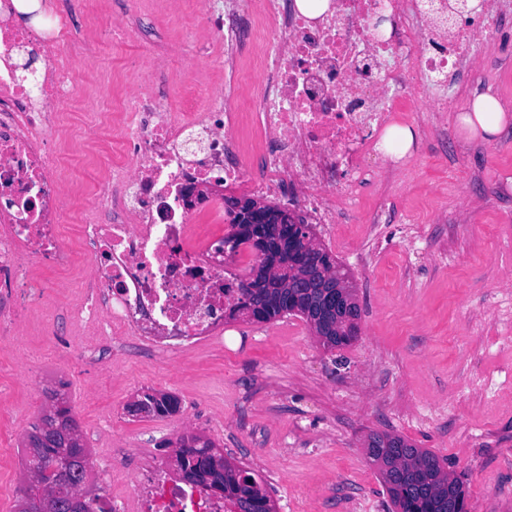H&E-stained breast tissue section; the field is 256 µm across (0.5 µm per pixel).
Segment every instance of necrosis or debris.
<instances>
[{
	"mask_svg": "<svg viewBox=\"0 0 512 512\" xmlns=\"http://www.w3.org/2000/svg\"><path fill=\"white\" fill-rule=\"evenodd\" d=\"M328 2L311 18L297 0H200L190 38L223 56V89L186 84L173 106L157 70L137 75L114 113L83 114L92 202L80 207L53 136L93 64L135 42L134 29L77 31L69 17L90 0H46L45 23L21 27L15 0H0V342L16 358L26 352L15 326L74 274L75 334L92 345L127 336L171 357L223 342L243 252L225 242L232 224L204 234L199 219L226 216V195L265 193L305 223L342 221L375 175L368 160L393 113L412 92L443 106L449 79L484 80L476 49L507 15L501 0L461 22L446 0ZM249 36L264 82L247 117L230 103ZM130 455L112 451V512H234L208 484L129 469Z\"/></svg>",
	"mask_w": 512,
	"mask_h": 512,
	"instance_id": "necrosis-or-debris-1",
	"label": "necrosis or debris"
}]
</instances>
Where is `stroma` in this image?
<instances>
[{"label":"stroma","mask_w":512,"mask_h":512,"mask_svg":"<svg viewBox=\"0 0 512 512\" xmlns=\"http://www.w3.org/2000/svg\"><path fill=\"white\" fill-rule=\"evenodd\" d=\"M168 26L138 19V37L180 42L195 23L185 0H160ZM495 82H449L448 109L418 100L398 114L414 131L404 164L383 157L379 178L352 224L318 231L348 269L362 308L359 334L328 351L297 316L244 319L210 344L173 360L129 350L123 362L91 360L72 377L65 350L43 334L59 300L17 329L30 355L0 344V449L20 447L46 406L45 388L64 385L90 454L95 485L107 489L106 441L116 434L132 464L153 449L173 456L192 432L266 483L278 512H386L379 469L366 455L374 432L404 437L444 459L468 494L469 512H512V20L481 44ZM224 81L217 54H190L168 71L170 92L202 77ZM488 93L508 125L494 140L463 142L457 113ZM165 392L180 410L133 416V396Z\"/></svg>","instance_id":"35a3bbf8"}]
</instances>
